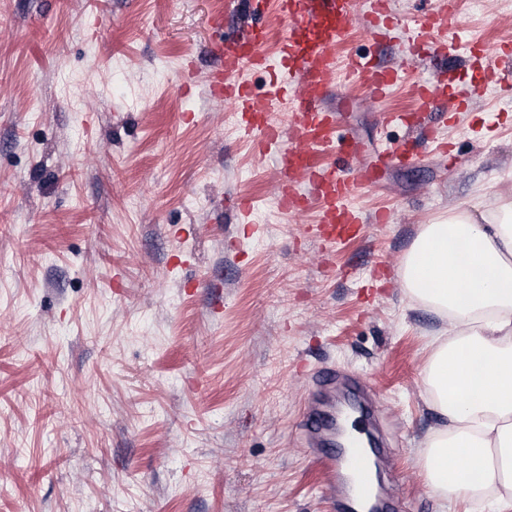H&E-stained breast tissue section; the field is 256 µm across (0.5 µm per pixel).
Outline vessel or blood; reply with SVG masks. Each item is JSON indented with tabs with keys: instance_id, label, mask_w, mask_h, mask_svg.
<instances>
[{
	"instance_id": "obj_1",
	"label": "vessel or blood",
	"mask_w": 512,
	"mask_h": 512,
	"mask_svg": "<svg viewBox=\"0 0 512 512\" xmlns=\"http://www.w3.org/2000/svg\"><path fill=\"white\" fill-rule=\"evenodd\" d=\"M277 11L286 24V33L275 59L265 51L269 30L251 25L228 40L224 37L223 12L213 15L210 47L217 65L206 85L213 99L241 113L240 133L251 141L258 155L275 153L276 193L281 209L298 216L308 206H315L318 221L307 231L332 248L363 233L365 222L353 199L365 189L369 177L352 165L358 147L344 133L340 113L323 107L329 87L338 66H345V86L366 82L369 100L374 103L390 94L398 74L372 69L364 56L357 54L337 62L334 50L345 40L357 17L355 0H277ZM458 28L456 4L444 0L439 9L415 23L411 60L446 55L448 38ZM477 52L480 57L495 58L500 80H512L511 52L483 44ZM273 66L278 76L263 94H253L248 84L238 79L243 68L264 70ZM285 97L290 98L293 107L283 125L275 120L272 108ZM387 121L404 127L407 136L398 146L384 148L383 157L401 166L416 164L419 156L414 149L415 134L421 129L417 117L393 112ZM329 149L337 152L340 163L322 164L321 156ZM312 378L317 393L309 402L303 427L322 467V484L335 494L336 512H356L358 503L366 501L367 492L352 491L346 471L352 468L367 474V441L356 428L347 440L336 439L342 423L335 402L328 398L340 379L336 369L322 368Z\"/></svg>"
}]
</instances>
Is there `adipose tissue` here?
Wrapping results in <instances>:
<instances>
[{
  "instance_id": "1",
  "label": "adipose tissue",
  "mask_w": 512,
  "mask_h": 512,
  "mask_svg": "<svg viewBox=\"0 0 512 512\" xmlns=\"http://www.w3.org/2000/svg\"><path fill=\"white\" fill-rule=\"evenodd\" d=\"M403 280L448 322L424 369L443 422L425 453L429 485L512 512V200L491 223L465 210L423 225Z\"/></svg>"
}]
</instances>
